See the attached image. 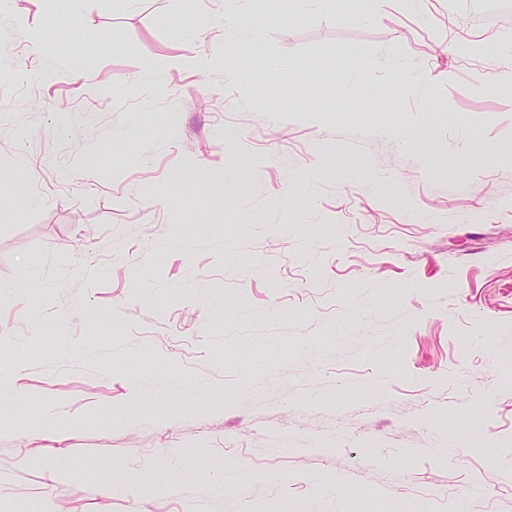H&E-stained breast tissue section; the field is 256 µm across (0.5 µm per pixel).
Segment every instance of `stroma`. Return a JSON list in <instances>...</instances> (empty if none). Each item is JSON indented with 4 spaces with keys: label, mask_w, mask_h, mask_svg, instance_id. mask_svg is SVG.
<instances>
[{
    "label": "stroma",
    "mask_w": 512,
    "mask_h": 512,
    "mask_svg": "<svg viewBox=\"0 0 512 512\" xmlns=\"http://www.w3.org/2000/svg\"><path fill=\"white\" fill-rule=\"evenodd\" d=\"M279 505L512 512V39L458 0H13L0 512Z\"/></svg>",
    "instance_id": "35a3bbf8"
}]
</instances>
